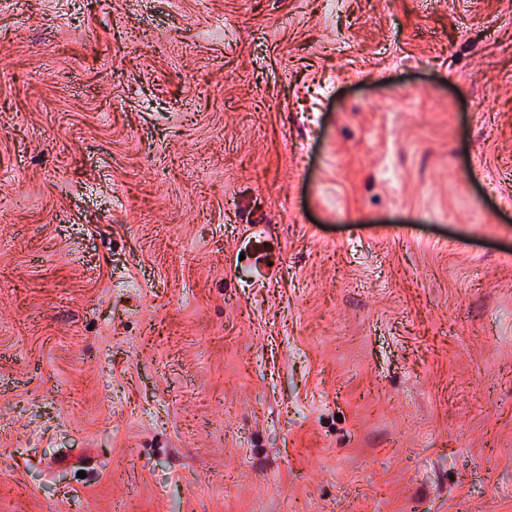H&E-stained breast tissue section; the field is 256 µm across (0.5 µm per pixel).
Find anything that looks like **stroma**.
<instances>
[{
    "label": "stroma",
    "mask_w": 512,
    "mask_h": 512,
    "mask_svg": "<svg viewBox=\"0 0 512 512\" xmlns=\"http://www.w3.org/2000/svg\"><path fill=\"white\" fill-rule=\"evenodd\" d=\"M2 49L0 512H512V0Z\"/></svg>",
    "instance_id": "obj_1"
}]
</instances>
